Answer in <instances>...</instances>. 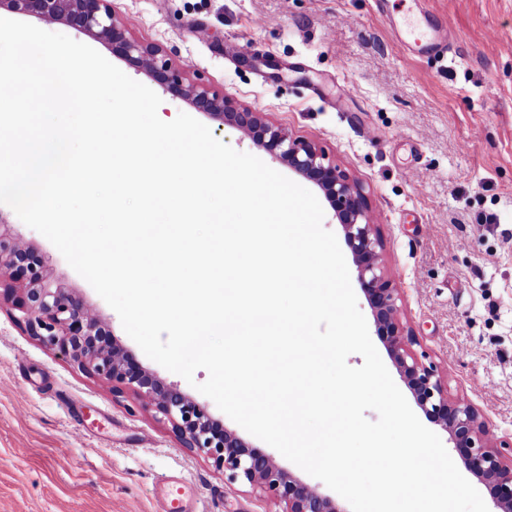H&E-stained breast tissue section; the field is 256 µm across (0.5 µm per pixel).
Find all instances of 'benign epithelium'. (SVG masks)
<instances>
[{"instance_id":"7a95c632","label":"benign epithelium","mask_w":512,"mask_h":512,"mask_svg":"<svg viewBox=\"0 0 512 512\" xmlns=\"http://www.w3.org/2000/svg\"><path fill=\"white\" fill-rule=\"evenodd\" d=\"M0 9L48 24L64 23L102 41L171 98L241 131L273 160L317 186L343 228L376 333L416 404L448 433L466 469L487 488L495 512H512V459L489 445L490 427L478 410L463 398L448 396L442 377L410 351L413 337L401 319L400 288L381 263L377 224L362 187L314 142L290 135L205 84L188 82L158 47L129 35L111 0H0ZM2 302L11 304L17 323L43 347L69 355L81 371L105 381L114 393L133 391L141 408L170 422L179 442L211 459L228 481L258 487L270 501L285 505L283 512H345L317 487L280 467L271 453L223 426L206 404L144 368L114 340L99 342L105 331L95 310L69 289L52 285L44 261L0 233Z\"/></svg>"}]
</instances>
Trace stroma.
I'll return each mask as SVG.
<instances>
[{
    "instance_id": "1",
    "label": "stroma",
    "mask_w": 512,
    "mask_h": 512,
    "mask_svg": "<svg viewBox=\"0 0 512 512\" xmlns=\"http://www.w3.org/2000/svg\"><path fill=\"white\" fill-rule=\"evenodd\" d=\"M454 30L453 55L398 53L412 0H115L130 35L188 81L316 142L359 183L379 254L401 290L412 352L449 396L512 441V0H426ZM0 224L82 296L117 344L166 382L116 312L58 249L0 204ZM181 478L195 512H280L227 483L170 423L47 351L0 307V512H158Z\"/></svg>"
}]
</instances>
